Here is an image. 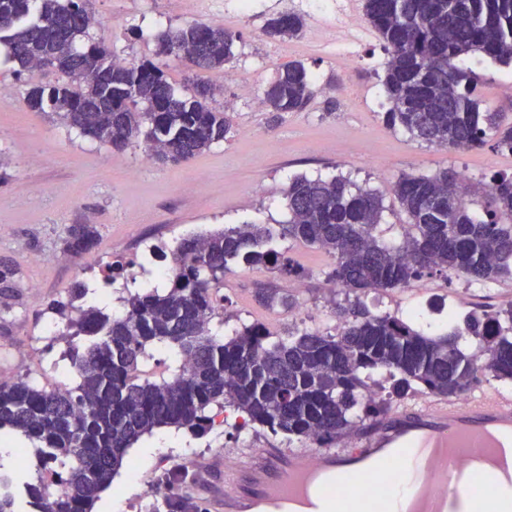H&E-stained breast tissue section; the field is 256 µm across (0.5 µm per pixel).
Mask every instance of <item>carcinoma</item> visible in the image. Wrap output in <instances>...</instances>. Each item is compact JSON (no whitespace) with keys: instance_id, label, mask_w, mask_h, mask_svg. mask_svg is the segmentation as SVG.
<instances>
[{"instance_id":"cac0c4a2","label":"carcinoma","mask_w":512,"mask_h":512,"mask_svg":"<svg viewBox=\"0 0 512 512\" xmlns=\"http://www.w3.org/2000/svg\"><path fill=\"white\" fill-rule=\"evenodd\" d=\"M365 19L388 55L382 85L384 120L429 146L475 150L491 141L512 153V120L476 95L471 73L456 61L479 54L512 63V0H363ZM90 0H0V45L23 70L53 71L23 100L114 150L141 143L156 161L182 162L222 142L232 125L216 105L224 85L171 84L162 65L128 62L93 33ZM304 23L293 12L268 20L271 37L294 38ZM240 35L190 23L157 36L158 55L222 72ZM316 93L304 64L282 66L264 85L260 104L276 121L301 112ZM393 195L407 222L389 237L377 190L338 175L296 176L284 191L288 220L245 223L183 239L171 254L164 288L121 298L119 316L81 301L80 282L51 305L64 323L61 358L76 374L58 388L27 375L0 380V434L34 445L33 480L24 467L0 470V512H92L130 448L156 429L211 431L226 410L288 440L330 448L385 420L393 403L418 393L459 398L482 380L512 384V307L483 317L448 318L431 336L415 327L422 310L373 311L350 294L409 288L427 274L485 286L512 278V177L468 183L448 170L403 173ZM98 230L72 224L62 240L73 258L88 253ZM317 247L332 264L326 276L345 293L333 302L337 332L259 323L223 327L224 273L234 265L266 266L296 279L275 241ZM15 269L0 262V294L13 291ZM262 306L292 311L297 299L276 283L254 292ZM172 349L176 367L154 380L153 345Z\"/></svg>"}]
</instances>
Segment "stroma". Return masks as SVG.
Returning <instances> with one entry per match:
<instances>
[{
	"label": "stroma",
	"instance_id": "obj_1",
	"mask_svg": "<svg viewBox=\"0 0 512 512\" xmlns=\"http://www.w3.org/2000/svg\"><path fill=\"white\" fill-rule=\"evenodd\" d=\"M290 0H259L255 14L233 6L215 8L202 0H95L98 37L122 58L135 61L156 57V33L187 23L222 26L241 36L237 54L223 75L224 98L232 106L233 130L191 161L173 165H142L141 147L122 152L81 136L44 112L22 101L25 85L53 82L48 70L19 71L0 52V85L11 88L9 102H0V261L17 271L14 297H0V373L28 374L50 379L61 361L62 343L48 345V311L65 288L86 281L89 269L146 260L145 249L161 246L163 258L151 261L167 269V256L181 239L246 222L274 224L286 220L283 192L291 178L305 175L330 178L339 174L369 185L384 197V221L405 220L393 201L392 186L403 173L430 175L441 169L466 173L471 181L512 176V154L492 145L471 151L440 150L416 141L402 130L386 126V102L378 75L387 55L378 34L367 30L351 56L337 53L334 42L348 16L324 0L321 12L306 11L304 29L293 39H271L264 32L268 19L291 10ZM304 63L317 94L302 112L283 113L277 125L258 98L264 82L291 61ZM463 68L480 81L483 99L512 118V95L500 92L512 67L472 56ZM250 70L259 75L252 86L237 76ZM93 224L98 229L94 248L75 260L64 254L62 239L69 225ZM52 255V264L35 263V256ZM288 257L308 272L295 295L307 314L308 325L330 321L334 302L343 294L326 273L332 262L323 251L291 246ZM264 267L232 268L224 276V312L246 323H261L271 331L290 324L289 313L272 311L254 299L257 284L278 280ZM39 293H32V283ZM492 309L512 306V280L480 287L461 278L433 274L410 288L383 293L382 310L409 312L430 306L429 320L438 321L443 306L465 309L473 300ZM20 349L41 351L40 361L13 358ZM172 445L144 460L141 449L154 446L157 436H143L131 448L115 477L111 492L121 498V512H148L156 495L179 501L186 482L170 472L187 468L196 478L197 503H204L224 484L225 458L244 461L259 448L296 453L309 450L306 442L288 441L269 430L237 431L227 423L205 435L167 429Z\"/></svg>",
	"mask_w": 512,
	"mask_h": 512
}]
</instances>
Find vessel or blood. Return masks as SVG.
<instances>
[{"mask_svg":"<svg viewBox=\"0 0 512 512\" xmlns=\"http://www.w3.org/2000/svg\"><path fill=\"white\" fill-rule=\"evenodd\" d=\"M359 457L398 492L385 512H465L474 477L486 467L512 500V401L431 405L383 424L363 447L336 454L261 448L247 463L225 461L210 512H242L246 503L271 512H333L330 499L313 493L312 480L326 474L333 488L348 489L349 464Z\"/></svg>","mask_w":512,"mask_h":512,"instance_id":"1","label":"vessel or blood"}]
</instances>
